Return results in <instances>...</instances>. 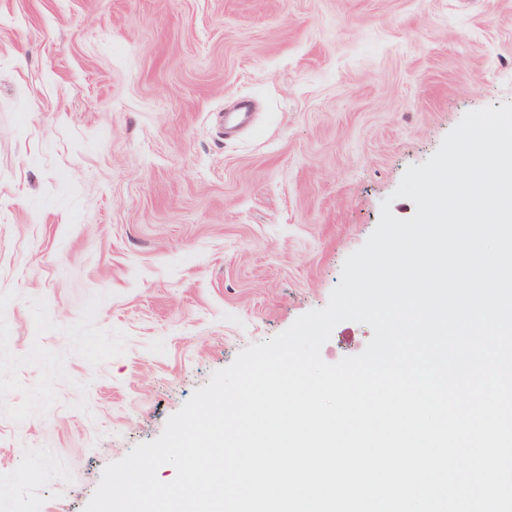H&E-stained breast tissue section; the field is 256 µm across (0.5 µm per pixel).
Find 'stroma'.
Instances as JSON below:
<instances>
[{
	"instance_id": "35a3bbf8",
	"label": "stroma",
	"mask_w": 512,
	"mask_h": 512,
	"mask_svg": "<svg viewBox=\"0 0 512 512\" xmlns=\"http://www.w3.org/2000/svg\"><path fill=\"white\" fill-rule=\"evenodd\" d=\"M505 102L512 0H0V512H84Z\"/></svg>"
}]
</instances>
